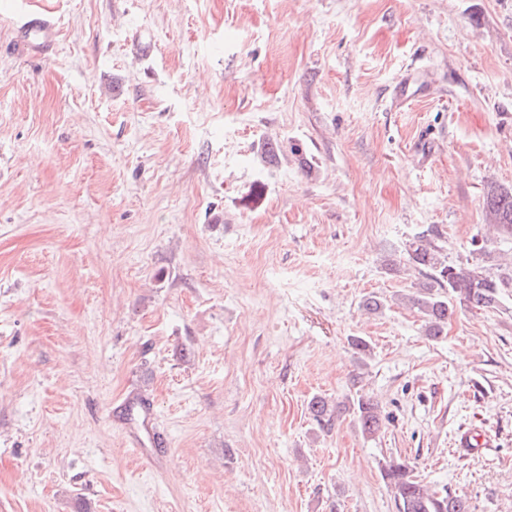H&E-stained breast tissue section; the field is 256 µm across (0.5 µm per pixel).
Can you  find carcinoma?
<instances>
[{"label":"carcinoma","instance_id":"1","mask_svg":"<svg viewBox=\"0 0 512 512\" xmlns=\"http://www.w3.org/2000/svg\"><path fill=\"white\" fill-rule=\"evenodd\" d=\"M485 210L487 223L512 233L511 189L489 187ZM406 252L425 278L417 291L408 296V301L423 315L428 336L443 335L454 311L453 301L491 309L497 306L503 292L512 288V278L495 279L481 266L446 263L422 237L409 242ZM353 411L363 433L373 435L380 430L382 417L378 403L361 397L353 404ZM309 412L321 426L332 425L333 413L325 399L313 398ZM381 471L394 493L397 512H470L464 496L452 495L446 488L431 490L403 463L388 461Z\"/></svg>","mask_w":512,"mask_h":512}]
</instances>
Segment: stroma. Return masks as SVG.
<instances>
[{
	"label": "stroma",
	"mask_w": 512,
	"mask_h": 512,
	"mask_svg": "<svg viewBox=\"0 0 512 512\" xmlns=\"http://www.w3.org/2000/svg\"><path fill=\"white\" fill-rule=\"evenodd\" d=\"M5 3L0 512H397L389 460L512 512V291L436 339L404 300L419 235L512 273V0H35L30 58ZM19 32L24 38V43L29 47H41L49 43L54 37V26L51 20L45 15L37 17H23ZM487 224L512 233V190L490 186L485 195ZM353 411L364 434L373 435L380 430L382 415L378 403L370 398L360 397L353 403ZM135 426L129 435V443L132 448L144 446L142 433H146L154 445L160 442L154 432L153 413L149 405H140ZM457 448L471 452H478L484 448H491L489 437L476 428H469L458 433L455 441Z\"/></svg>",
	"instance_id": "stroma-1"
}]
</instances>
